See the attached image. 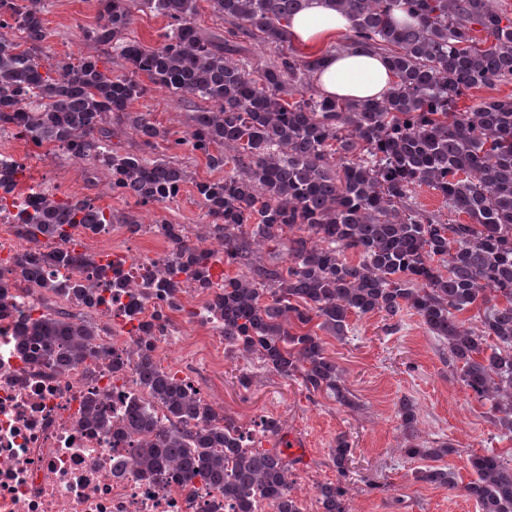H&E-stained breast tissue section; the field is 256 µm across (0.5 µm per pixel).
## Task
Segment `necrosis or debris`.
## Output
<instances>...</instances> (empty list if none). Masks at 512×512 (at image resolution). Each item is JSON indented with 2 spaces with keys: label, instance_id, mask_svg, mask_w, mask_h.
<instances>
[{
  "label": "necrosis or debris",
  "instance_id": "obj_1",
  "mask_svg": "<svg viewBox=\"0 0 512 512\" xmlns=\"http://www.w3.org/2000/svg\"><path fill=\"white\" fill-rule=\"evenodd\" d=\"M39 190L23 192L16 207L0 211V512H233L223 492L203 481L185 486L161 474L132 468L134 445L115 427L132 402L152 405L161 425L169 415L140 384L134 327L151 322L149 334L159 367L201 388L223 366L222 357L200 351L203 337H221L208 297L182 282L190 320L171 309L165 290L155 289L139 313L131 304L148 268L164 265L172 244L162 224L147 225L158 238L143 250L130 242H106V230L76 232L73 242L32 244L19 233L21 207ZM68 252L69 263L45 269L46 287L24 281L23 255ZM93 289V301H78L73 284ZM98 320V342L119 358L122 370L90 357L59 371L27 341L25 329L42 314ZM103 405L112 428L93 423L90 402Z\"/></svg>",
  "mask_w": 512,
  "mask_h": 512
}]
</instances>
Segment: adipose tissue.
<instances>
[{
	"label": "adipose tissue",
	"mask_w": 512,
	"mask_h": 512,
	"mask_svg": "<svg viewBox=\"0 0 512 512\" xmlns=\"http://www.w3.org/2000/svg\"><path fill=\"white\" fill-rule=\"evenodd\" d=\"M348 30L333 0H306L288 26L290 36L304 44L330 42ZM314 81L331 98L380 99L391 91L394 76L382 56L352 47L328 54Z\"/></svg>",
	"instance_id": "ef3b65f1"
}]
</instances>
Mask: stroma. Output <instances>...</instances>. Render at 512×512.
Returning a JSON list of instances; mask_svg holds the SVG:
<instances>
[{"label": "stroma", "mask_w": 512, "mask_h": 512, "mask_svg": "<svg viewBox=\"0 0 512 512\" xmlns=\"http://www.w3.org/2000/svg\"><path fill=\"white\" fill-rule=\"evenodd\" d=\"M99 9V0H46L43 17L50 36L43 48V64L79 59L86 49L83 31L96 24ZM130 109L151 113L168 131V139H157L155 149L156 155L165 156L170 153V140L189 130L195 107L155 86ZM0 151L23 159L27 171L21 187L90 198L102 207L134 212L145 224L203 223L194 183L223 177L201 155L183 148L175 153L176 161L193 172L194 183L185 184L173 201L143 206L132 198L113 197L107 171H99L96 182H88V162L61 150L36 151L25 140L2 133ZM349 323L347 336L326 337L325 347L356 396L357 410L341 406L327 393L306 391L299 382L267 368L258 356L230 353L222 372L206 382L208 404L223 409L225 417L243 428H255L263 418L276 419L283 435L303 443L304 457L290 475L300 502L314 496L315 483L337 481L331 450L343 434L351 444L346 481L351 512H479L462 492L416 481V471L426 462L405 455L397 404L404 397L415 402L422 440L452 443L455 452L443 464L464 484L471 478L470 456L512 447V440L495 425L489 402L466 392L448 366L447 345L432 336L412 311L403 312L399 329L392 333L385 330L378 313L350 316ZM243 372L253 377L250 387L238 383Z\"/></svg>", "instance_id": "1"}]
</instances>
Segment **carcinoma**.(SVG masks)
<instances>
[{
	"instance_id": "1",
	"label": "carcinoma",
	"mask_w": 512,
	"mask_h": 512,
	"mask_svg": "<svg viewBox=\"0 0 512 512\" xmlns=\"http://www.w3.org/2000/svg\"><path fill=\"white\" fill-rule=\"evenodd\" d=\"M45 2L0 0L1 132L105 165L112 194L147 206L166 202L168 189L189 175L173 160L144 153L163 131L151 113L128 111L150 92L137 75L208 103L192 113L191 130L171 148L188 146L210 167L226 168L222 180L195 183L210 234L224 237V256L197 253L171 229L178 257L159 270L160 282L143 283L141 296L165 288L174 302L182 273L208 288L218 263L246 268L224 276L208 302L224 320V348L256 354L282 377L325 391L348 409L358 403L319 332L341 338L350 315L375 312L391 331L411 309L448 344V366L466 390L491 404L495 423L512 439V99L456 109L463 92L512 80V18L497 0H334L350 21L343 47L384 56L397 78L381 100L332 99L314 90L322 55L302 59L285 50L273 63L244 55L241 35L284 47L288 22L304 0H211L231 24L222 34L196 25V0H100L99 21L84 40L95 50L112 46L127 64L120 75L101 71L91 54L41 72ZM397 5L412 21L396 22ZM145 9L168 19L153 49L127 36L135 12ZM12 29L24 34L27 48L8 36ZM118 135L137 139L142 149L119 153L111 141ZM24 170L21 164L0 178V209L15 199ZM422 186L468 223L450 224L419 208L414 192ZM104 224L132 235L140 230L132 214L48 194L26 213L22 236L65 243L78 226ZM295 227L307 235L287 237ZM259 244L284 248L288 266L264 263L254 249ZM349 252L359 261H348ZM436 257L448 274L433 266ZM473 305L484 307L478 325L459 318ZM29 338L61 370L90 356L109 358L86 322L44 315ZM139 372L177 424L159 430L151 409L132 408L127 430L139 437L136 470L185 482L202 478L222 488L236 512H255L260 500L275 512H301L283 451L244 439L233 421L219 418L147 353L139 356ZM398 415L408 456L441 460L456 452L449 443L419 440L413 400L400 399ZM350 448L346 436L336 438L341 480L318 485L323 512H350L342 482ZM469 466L473 478L465 484L440 467L415 478L462 491L479 512H512V462L491 452L470 458Z\"/></svg>"
}]
</instances>
